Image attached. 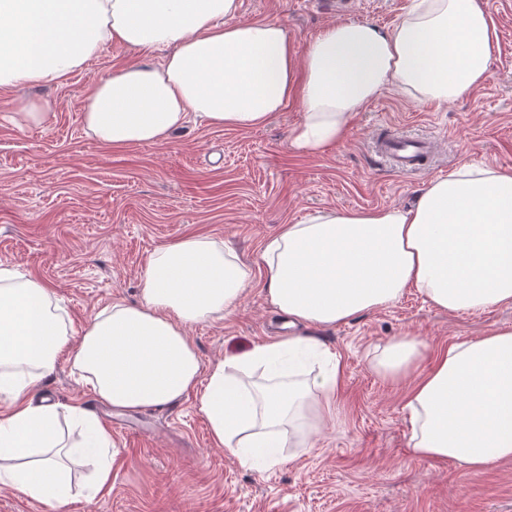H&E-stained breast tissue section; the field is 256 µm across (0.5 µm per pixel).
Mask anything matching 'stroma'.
<instances>
[{"mask_svg":"<svg viewBox=\"0 0 512 512\" xmlns=\"http://www.w3.org/2000/svg\"><path fill=\"white\" fill-rule=\"evenodd\" d=\"M337 2L239 0L237 18L279 22L302 50L340 20L391 29L414 0H352L343 14ZM482 4L498 33L485 83L448 104L384 90L342 142L317 154L289 141L301 118L292 103L248 130L192 117L160 145L100 143L83 127V99L116 69L161 61L121 42L59 82L0 89V266L53 289L75 345L112 302H139L156 249L207 237L232 249L252 279L230 315L188 327L202 368L280 339L285 318L266 298L260 252L281 225L329 208L411 207L431 180L464 163L512 169V0ZM22 99L49 103L46 123H16ZM388 127L435 139L434 168L403 175L382 162L371 143ZM499 328H512V306L448 312L412 288L344 324L295 326L317 343L304 376L332 356L343 375L315 448L287 449V463L261 472L212 441L195 396L120 412L99 402L60 353L42 391L94 412L115 443L110 490H82L61 512H512V462L471 473L451 459L414 457L412 381L384 378L370 363L374 347L395 336L420 337L434 353Z\"/></svg>","mask_w":512,"mask_h":512,"instance_id":"obj_1","label":"stroma"}]
</instances>
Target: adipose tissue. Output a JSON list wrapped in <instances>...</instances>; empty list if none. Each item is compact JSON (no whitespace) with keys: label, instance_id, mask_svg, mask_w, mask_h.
<instances>
[{"label":"adipose tissue","instance_id":"adipose-tissue-1","mask_svg":"<svg viewBox=\"0 0 512 512\" xmlns=\"http://www.w3.org/2000/svg\"><path fill=\"white\" fill-rule=\"evenodd\" d=\"M238 0H0V88L58 82L119 41L163 53L127 66L83 101L86 131L115 147L159 144L197 117L249 129L298 102L293 145L317 153L341 142L356 112L383 90L448 102L488 77L498 36L480 0H416L393 29L334 22L297 51L274 21H237ZM266 296L291 323L333 327L381 309L406 289L435 307L479 311L512 304V170L462 165L431 181L407 209H328L282 225L265 241ZM250 271L230 249L186 237L156 251L141 300L113 303L77 348L51 290L0 268V484L37 503L73 496L59 407L34 396L56 357L73 364L101 403L140 410L196 394L216 445L257 468L285 463L284 447L309 448L329 412L338 365L310 380L274 373L286 336L202 371L188 326L236 306ZM430 369H423L424 361ZM375 370L413 377L409 447L480 472L512 461V329L453 344L429 360L416 336L376 348Z\"/></svg>","mask_w":512,"mask_h":512}]
</instances>
